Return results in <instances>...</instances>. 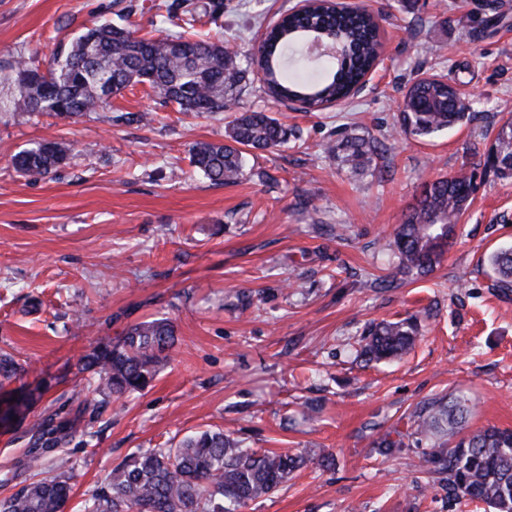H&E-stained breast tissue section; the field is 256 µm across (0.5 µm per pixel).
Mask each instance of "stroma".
<instances>
[{
	"label": "stroma",
	"mask_w": 512,
	"mask_h": 512,
	"mask_svg": "<svg viewBox=\"0 0 512 512\" xmlns=\"http://www.w3.org/2000/svg\"><path fill=\"white\" fill-rule=\"evenodd\" d=\"M142 0H0V353L26 366L8 389L33 394L0 427V497L29 479L30 438L44 415L97 395L79 357L133 323L169 318L172 361L145 391L108 404L87 441L45 453L74 464L66 512H82L96 484L131 453L221 430L258 451L307 455L279 490L238 512H449L443 475L423 449L374 447L390 427L442 396L471 399L470 429H512V291L485 261L512 244V180L487 177L444 260L413 280L387 243L423 183L484 153L512 114V0H364L386 53L362 89L319 112L248 89L239 109L295 129L288 145L247 157L245 175L216 186L189 150L221 141L232 112L183 114L148 86L113 97L108 112L43 114L17 122L5 76L21 54L48 69L57 48ZM222 35L249 57L268 25L297 0H221ZM455 77L475 120L420 140L395 136L405 85ZM144 112L152 123L139 121ZM349 134L390 135L386 177L356 172L323 152ZM63 143L57 171L25 176L12 157ZM393 276L388 288L377 281ZM417 317L421 336L403 359L363 364L356 349L380 321ZM333 455L335 467L321 464Z\"/></svg>",
	"instance_id": "stroma-1"
}]
</instances>
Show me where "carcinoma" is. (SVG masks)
I'll list each match as a JSON object with an SVG mask.
<instances>
[{
  "instance_id": "carcinoma-1",
  "label": "carcinoma",
  "mask_w": 512,
  "mask_h": 512,
  "mask_svg": "<svg viewBox=\"0 0 512 512\" xmlns=\"http://www.w3.org/2000/svg\"><path fill=\"white\" fill-rule=\"evenodd\" d=\"M162 22L182 29L173 36L159 28L139 36L129 24L105 23L78 36L71 48L42 72L33 57L11 66L10 82L18 95L17 117L34 113L70 118L112 107V97L146 84L160 103L179 112L215 113L238 100L261 73L264 92L281 103L299 102L321 110L348 98L377 60L380 26L370 12H343L332 0H311L303 12H289L267 31L257 55L242 64L237 52L221 41L194 34V10L185 0L165 5ZM318 30L342 45L343 61H324L322 76L288 77L283 70L286 47L299 45ZM472 103L460 83L432 74L408 86L397 134L430 138L471 119ZM292 132L265 112H242L228 126L224 143L198 141L190 163L216 185L243 176L246 151H267L288 144ZM326 151L357 169L383 155L387 145L376 138L348 135ZM67 148L40 142L13 158L19 173L43 176L64 163ZM512 179V118L498 128L494 143L477 162H466L453 176L427 182L398 225L391 250L405 275L425 277L448 252L462 215L478 189L477 170ZM487 262L497 287L512 290V246L491 252ZM419 335L416 318L382 323L367 329L361 357L381 362L407 354ZM176 331L161 317L128 327L113 343L93 348L79 359L81 372L97 383L103 401H118L147 389L171 361ZM24 371L11 354L0 355V377L10 380ZM31 395L0 393V427L23 414ZM472 403L444 397L415 410L407 428L394 427L375 440L379 448H423L433 470L448 475V507L480 501L493 512H512V430L496 426L470 430ZM98 405L85 404L71 418L48 415L38 426L27 461L34 480L0 499V512H65L74 466L65 460L59 473L40 477L43 452L67 447L86 435L83 423L94 422ZM307 462L303 454L258 452L222 431H201L176 448H149L132 454L84 500V512H237L250 500L275 492Z\"/></svg>"
}]
</instances>
